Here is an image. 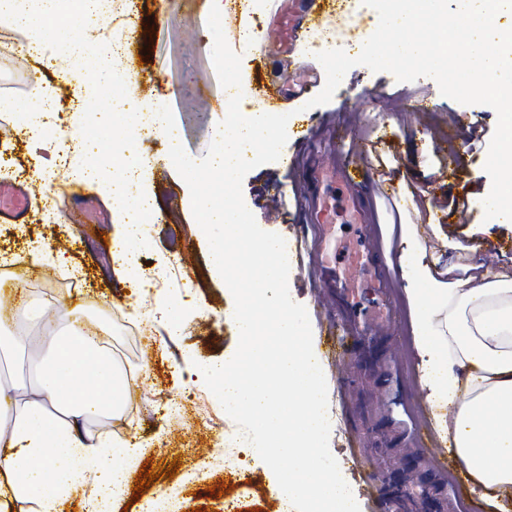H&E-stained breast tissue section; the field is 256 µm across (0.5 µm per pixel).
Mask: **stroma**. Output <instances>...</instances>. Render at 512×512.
<instances>
[{"label":"stroma","instance_id":"35a3bbf8","mask_svg":"<svg viewBox=\"0 0 512 512\" xmlns=\"http://www.w3.org/2000/svg\"><path fill=\"white\" fill-rule=\"evenodd\" d=\"M285 6L288 47L266 35L274 0H258L253 7L245 0H224L222 27L241 56L246 110L305 106L297 121L309 131V139L292 136L285 145L296 158L295 167L279 162L256 167L242 189L259 226L288 244L290 294L308 310L314 350L327 373L330 450L352 492L358 493L361 512H388V501L399 488L415 496L424 483L440 505L438 512H459L462 504L469 512H496L474 491L446 443L438 441L431 451L417 438L421 426L437 436V420L447 409L428 402L421 388L403 286L393 290V319L384 337H342L345 362L336 363L327 334L334 312L307 249L308 230L297 215L314 191L309 177L313 161L339 152L372 169L381 185L372 194L371 219L379 226L387 260L396 257L400 225L411 224L428 253L443 261L480 263L512 276V223L483 218L482 200L491 187L484 164L497 114L486 105L465 106L442 96L432 78L400 83L364 66L348 71L329 103L307 108L325 84V73L313 57L316 45L329 37L346 39L352 22L342 0H333L313 17L305 15L303 0H286ZM207 9L206 0H136L131 7L125 0H112L110 13L96 27L82 24L73 8L62 17L79 34L121 38L123 67L132 76L127 95L170 106L182 143L195 158L206 155L213 130L224 118V89L208 49ZM246 28L256 32L248 43L239 38ZM27 41L25 31L0 21V93L28 94L32 74H40L56 92L57 127L79 139L93 64L61 81L54 42H45L42 55L30 56L24 50ZM272 86L281 91L273 105L265 96ZM461 113L472 117V125L457 124ZM452 145L464 158L455 171L448 165ZM135 147L158 159L139 184L154 197L158 215L142 227L147 245L136 262L147 275L167 265L169 276L150 288L126 278L125 260L112 245L120 232L110 217L112 203L95 187L59 176L68 182L69 192L83 195L107 214V223H72L63 206L54 221H44L41 189L29 177L34 146L15 116L0 112V184L31 191L25 223H0V254L12 271L23 274L28 294L42 307L34 315L21 309L0 317V326L19 339L14 349L0 355V382H32L36 357L27 341L44 336L60 302H71L79 306L84 325L102 330L130 384L123 409L87 422L85 429L110 441L142 442L148 448L144 460L157 475L127 512H145L164 491L171 495L174 512H280L272 470L255 460L239 426L205 382L190 381L183 369L189 353L202 361L234 354V299L222 280L209 275L207 243L193 231L189 188L175 167L161 160L166 140L145 128ZM391 184L396 192L386 193ZM457 200L466 206L464 216L456 214ZM184 296L204 308L190 312L181 335H167L152 321L157 302ZM171 464L177 470L169 477L165 471ZM368 483L375 487L370 499L359 494Z\"/></svg>","mask_w":512,"mask_h":512}]
</instances>
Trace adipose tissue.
Here are the masks:
<instances>
[{
	"mask_svg": "<svg viewBox=\"0 0 512 512\" xmlns=\"http://www.w3.org/2000/svg\"><path fill=\"white\" fill-rule=\"evenodd\" d=\"M66 0H0V20L27 31L29 54L55 38L59 60L97 65L99 84L127 85L112 62L123 47L62 32ZM398 263L413 309L421 383L432 403L448 405L438 421L463 471L484 500L512 495V277L482 265L444 264L429 255L412 227L402 230ZM19 383L0 382V403ZM128 382L97 333L54 337L38 358L34 389L0 410V503L58 512L86 490L84 512H112L144 449L128 440L106 445L83 431L88 420L117 413Z\"/></svg>",
	"mask_w": 512,
	"mask_h": 512,
	"instance_id": "adipose-tissue-1",
	"label": "adipose tissue"
}]
</instances>
